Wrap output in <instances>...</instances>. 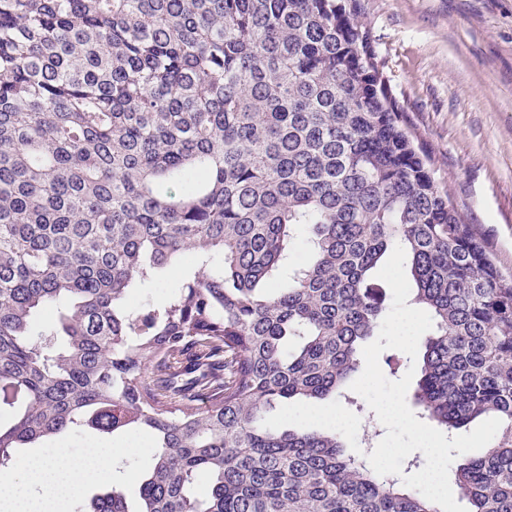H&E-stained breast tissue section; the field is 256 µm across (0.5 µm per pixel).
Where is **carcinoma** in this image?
<instances>
[{"label":"carcinoma","mask_w":512,"mask_h":512,"mask_svg":"<svg viewBox=\"0 0 512 512\" xmlns=\"http://www.w3.org/2000/svg\"><path fill=\"white\" fill-rule=\"evenodd\" d=\"M363 14L0 0V466L70 430L142 431L134 500L90 512H441L336 433L268 419L355 404L386 311L372 273L400 245L433 321L415 404L450 433L501 421L454 485L467 512H512V276L439 189ZM186 259L169 298L128 305Z\"/></svg>","instance_id":"1"}]
</instances>
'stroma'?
<instances>
[{
	"instance_id": "1",
	"label": "stroma",
	"mask_w": 512,
	"mask_h": 512,
	"mask_svg": "<svg viewBox=\"0 0 512 512\" xmlns=\"http://www.w3.org/2000/svg\"><path fill=\"white\" fill-rule=\"evenodd\" d=\"M364 8L392 91L438 185L482 233L500 270L512 275V0H364ZM274 414L296 430L336 432L359 456L356 436L374 412L331 396L286 401ZM49 445L123 448L109 483L135 493L145 457L127 435L68 433Z\"/></svg>"
}]
</instances>
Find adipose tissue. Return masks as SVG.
Instances as JSON below:
<instances>
[{"label": "adipose tissue", "instance_id": "adipose-tissue-1", "mask_svg": "<svg viewBox=\"0 0 512 512\" xmlns=\"http://www.w3.org/2000/svg\"><path fill=\"white\" fill-rule=\"evenodd\" d=\"M111 459L99 451L57 449L52 460L19 462L0 473V512H58L72 488L104 479Z\"/></svg>", "mask_w": 512, "mask_h": 512}]
</instances>
